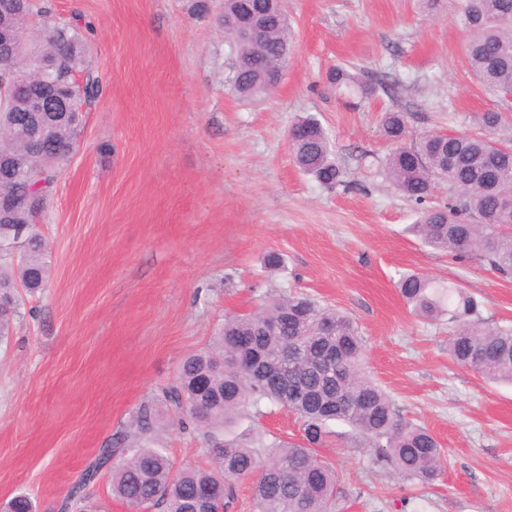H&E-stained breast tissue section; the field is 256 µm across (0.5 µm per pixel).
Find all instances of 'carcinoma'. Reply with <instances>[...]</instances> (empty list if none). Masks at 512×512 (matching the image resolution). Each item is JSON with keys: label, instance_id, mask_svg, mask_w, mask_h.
<instances>
[{"label": "carcinoma", "instance_id": "carcinoma-1", "mask_svg": "<svg viewBox=\"0 0 512 512\" xmlns=\"http://www.w3.org/2000/svg\"><path fill=\"white\" fill-rule=\"evenodd\" d=\"M51 5L26 0L17 9L0 11V33L15 35L0 44V158L21 157L12 186L4 191L10 204L0 209V296L10 297L17 284L35 291L49 278L50 253L34 219L72 159L84 113L55 112L39 122L23 121L31 88L11 84V70L27 60L45 70L34 77L49 90L75 95L89 104L97 78L87 69V41L79 29L54 26L38 35L28 32L33 13ZM229 16L252 13L264 23L261 38H240L226 30L235 54L231 90L243 99L264 94L274 73H284L293 52L284 5L267 0H224ZM458 22L469 29L467 57L476 79L504 98L512 87V0H458ZM85 72L84 89L73 73ZM512 123L499 109L477 116L479 133L448 138L433 133L406 144L403 112L385 114L382 131L396 148L383 162L387 178L407 199L422 204L438 183L448 184V204L427 207L412 231L424 244L456 258L475 257L493 270L512 276V152L496 134ZM39 140L45 154L29 152ZM289 143L297 166L326 186L344 183L328 133L313 117L296 121ZM454 159L453 165L445 160ZM396 287L415 315L453 324L448 356L455 363L493 381L512 383V324L490 325L481 319V302L462 291L436 285L422 273L400 275ZM366 350L356 323L323 307L304 293L281 294L253 311L224 318L211 344L181 361L173 385L163 398L182 428L200 431L211 468L174 469L159 448L143 444L155 432L153 407L142 406L124 435V445L99 449L59 512L84 500L83 489L107 460H112V495L130 509L194 512L205 495L209 509L229 507L239 480L252 483L254 512H339L348 491L336 467L319 458L335 424L348 426L374 448L376 462L398 474L431 484L440 474L441 448L424 427L407 422L390 397L366 373ZM271 403L297 414L303 435L296 441L265 444L223 438L249 409Z\"/></svg>", "mask_w": 512, "mask_h": 512}]
</instances>
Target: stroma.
<instances>
[{
    "label": "stroma",
    "instance_id": "stroma-1",
    "mask_svg": "<svg viewBox=\"0 0 512 512\" xmlns=\"http://www.w3.org/2000/svg\"><path fill=\"white\" fill-rule=\"evenodd\" d=\"M52 0L31 31L90 25L99 80L80 149L37 230L51 277L19 289L0 342V507L23 492L38 512L61 500L142 404L162 409L179 361L208 346L225 315L301 291L359 326L370 374L400 413L437 438L424 485L338 437L318 448L349 493L344 512H512V386L448 356L447 319L412 314L395 283L418 272L467 292L485 321H512V279L426 246L418 206L382 172L388 112L408 137L472 132L499 107L466 56L457 0H288L294 59L256 101L232 93L224 0ZM344 69L378 75L365 96L330 85ZM315 116L345 167L328 187L295 164L289 130ZM283 263L264 266L268 252ZM295 440L280 409L241 417L234 435ZM175 467L206 468L202 438L163 414L150 439Z\"/></svg>",
    "mask_w": 512,
    "mask_h": 512
}]
</instances>
